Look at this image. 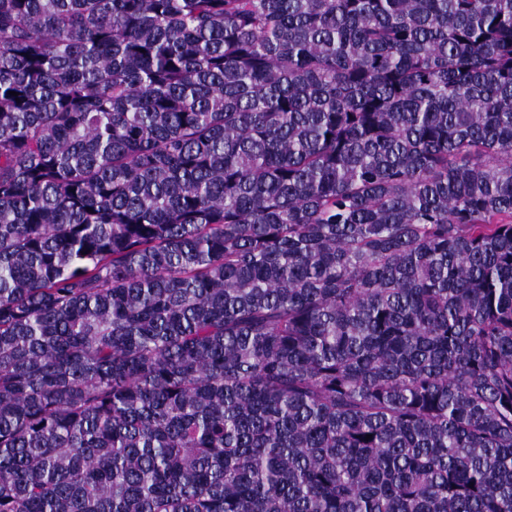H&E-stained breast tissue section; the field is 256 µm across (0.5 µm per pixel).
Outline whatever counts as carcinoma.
<instances>
[{
	"instance_id": "obj_1",
	"label": "carcinoma",
	"mask_w": 512,
	"mask_h": 512,
	"mask_svg": "<svg viewBox=\"0 0 512 512\" xmlns=\"http://www.w3.org/2000/svg\"><path fill=\"white\" fill-rule=\"evenodd\" d=\"M0 512H512V0H0Z\"/></svg>"
}]
</instances>
